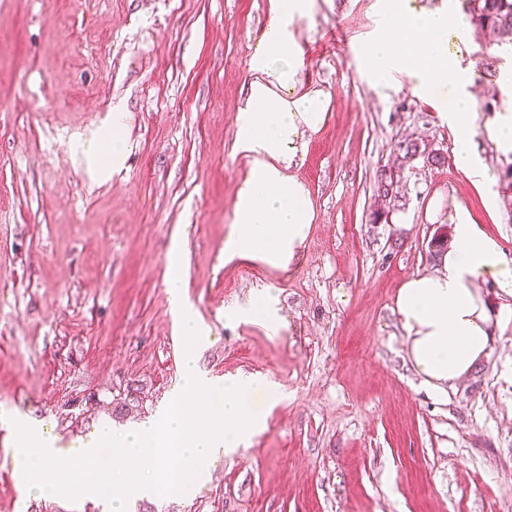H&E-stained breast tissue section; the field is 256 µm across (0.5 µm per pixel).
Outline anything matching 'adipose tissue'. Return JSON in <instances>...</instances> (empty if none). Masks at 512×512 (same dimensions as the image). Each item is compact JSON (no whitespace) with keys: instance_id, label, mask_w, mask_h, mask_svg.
<instances>
[{"instance_id":"1","label":"adipose tissue","mask_w":512,"mask_h":512,"mask_svg":"<svg viewBox=\"0 0 512 512\" xmlns=\"http://www.w3.org/2000/svg\"><path fill=\"white\" fill-rule=\"evenodd\" d=\"M270 21L250 60L253 78L245 108L238 116L236 145L250 159L248 176L239 185L233 227L224 240V258H248L278 269L299 259L312 229L315 211L305 186L289 168L328 116L329 97L299 91L303 65L290 29L303 17L309 0H269ZM384 13L401 25L402 34L379 31L368 49L369 72L380 83L407 73L418 90L451 88L449 124L457 131L456 162L474 181L488 174L472 161L467 90L473 68L461 67L448 49V29L467 30L464 18L449 20L447 11L417 9L410 0H386ZM72 150L91 178L106 179L122 168L127 145L123 115L113 113L105 135L80 139ZM494 284L505 297L492 305L481 290ZM396 311L409 338L410 360L434 392L469 377L486 357L496 332L512 324V260L476 224L459 218L453 240L431 271L408 278L396 296Z\"/></svg>"}]
</instances>
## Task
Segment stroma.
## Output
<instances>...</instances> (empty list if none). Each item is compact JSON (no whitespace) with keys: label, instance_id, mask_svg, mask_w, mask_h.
I'll return each instance as SVG.
<instances>
[{"label":"stroma","instance_id":"obj_1","mask_svg":"<svg viewBox=\"0 0 512 512\" xmlns=\"http://www.w3.org/2000/svg\"><path fill=\"white\" fill-rule=\"evenodd\" d=\"M269 19V0H0V414L67 447L165 404L183 345L166 293L177 239L201 371L263 379L278 400L198 491L134 512H512V325L474 374L436 394L395 310L455 213L512 259V152L484 133L512 108L498 83L512 45L470 32L472 152L488 173L476 184L455 162L451 96L366 75L379 0H313L291 29L300 88L328 94L329 115L289 170L316 218L281 270L224 260L249 169L237 118ZM114 112L130 150L94 182L70 145ZM263 288L278 298L276 336L231 315ZM14 437L0 430V512H103L23 496Z\"/></svg>","mask_w":512,"mask_h":512}]
</instances>
